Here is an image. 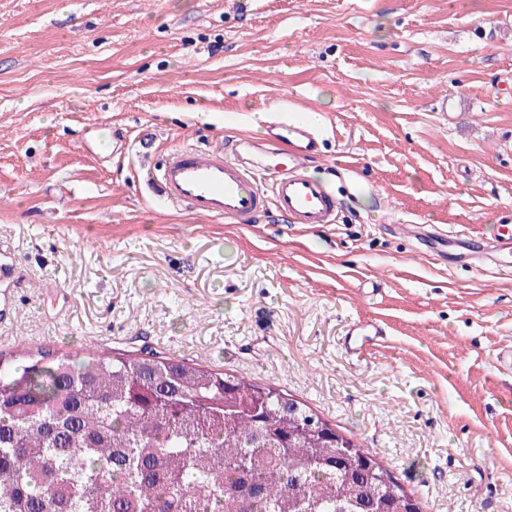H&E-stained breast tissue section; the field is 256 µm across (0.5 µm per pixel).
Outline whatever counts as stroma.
<instances>
[{
    "label": "stroma",
    "mask_w": 512,
    "mask_h": 512,
    "mask_svg": "<svg viewBox=\"0 0 512 512\" xmlns=\"http://www.w3.org/2000/svg\"><path fill=\"white\" fill-rule=\"evenodd\" d=\"M321 114L334 223L172 206L149 167ZM512 0H0V354L156 351L276 385L425 512H512ZM377 323L362 342L356 324Z\"/></svg>",
    "instance_id": "35a3bbf8"
}]
</instances>
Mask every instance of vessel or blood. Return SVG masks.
I'll return each instance as SVG.
<instances>
[{
	"label": "vessel or blood",
	"instance_id": "1",
	"mask_svg": "<svg viewBox=\"0 0 512 512\" xmlns=\"http://www.w3.org/2000/svg\"><path fill=\"white\" fill-rule=\"evenodd\" d=\"M266 138L284 144L285 152L266 156L248 143L253 158L243 161L240 150L182 146L170 151L159 168L147 175L157 193L171 205L199 214L249 224L267 209H275L295 224L333 223L337 201L325 182L304 169L320 151V133L309 124L282 115L266 128Z\"/></svg>",
	"mask_w": 512,
	"mask_h": 512
}]
</instances>
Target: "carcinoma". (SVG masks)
<instances>
[{
  "instance_id": "obj_1",
  "label": "carcinoma",
  "mask_w": 512,
  "mask_h": 512,
  "mask_svg": "<svg viewBox=\"0 0 512 512\" xmlns=\"http://www.w3.org/2000/svg\"><path fill=\"white\" fill-rule=\"evenodd\" d=\"M268 384L157 352L0 357V512H422Z\"/></svg>"
}]
</instances>
